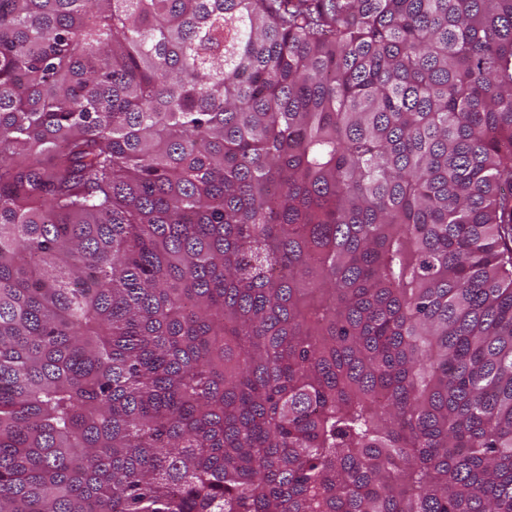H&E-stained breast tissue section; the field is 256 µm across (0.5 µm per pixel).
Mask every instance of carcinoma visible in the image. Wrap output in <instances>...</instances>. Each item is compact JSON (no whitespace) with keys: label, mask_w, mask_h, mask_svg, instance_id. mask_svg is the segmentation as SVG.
<instances>
[{"label":"carcinoma","mask_w":512,"mask_h":512,"mask_svg":"<svg viewBox=\"0 0 512 512\" xmlns=\"http://www.w3.org/2000/svg\"><path fill=\"white\" fill-rule=\"evenodd\" d=\"M0 512H512V0H0Z\"/></svg>","instance_id":"cac0c4a2"}]
</instances>
